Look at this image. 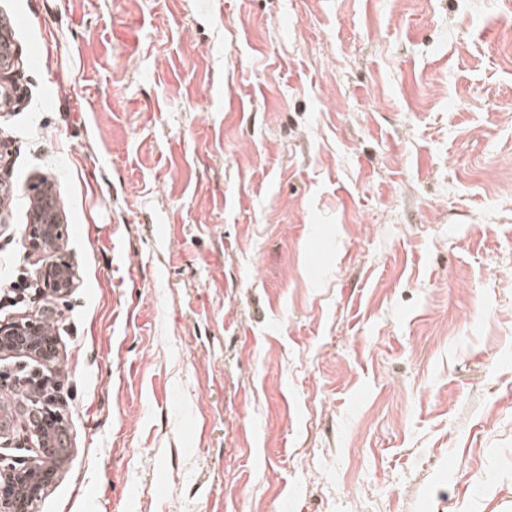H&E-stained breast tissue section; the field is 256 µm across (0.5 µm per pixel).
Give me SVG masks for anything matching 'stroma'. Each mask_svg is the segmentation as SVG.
Masks as SVG:
<instances>
[{"label": "stroma", "instance_id": "stroma-1", "mask_svg": "<svg viewBox=\"0 0 512 512\" xmlns=\"http://www.w3.org/2000/svg\"><path fill=\"white\" fill-rule=\"evenodd\" d=\"M0 280L68 454L33 512H512V0H0ZM47 44L41 67L33 45ZM7 46L2 51V44ZM17 48L6 33V27L0 24V109H8L19 101L18 89L13 77L20 65ZM38 196H44L43 206L31 218L29 247L38 260L42 261L41 275L43 283L57 295H64L73 287L74 273L63 259H56L59 254L58 242L62 235V225L53 197L48 188ZM37 319H19L0 323V354L23 353L45 360L56 353V343L52 336L40 332Z\"/></svg>", "mask_w": 512, "mask_h": 512}]
</instances>
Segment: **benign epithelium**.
I'll list each match as a JSON object with an SVG mask.
<instances>
[{"mask_svg": "<svg viewBox=\"0 0 512 512\" xmlns=\"http://www.w3.org/2000/svg\"><path fill=\"white\" fill-rule=\"evenodd\" d=\"M7 44L6 50H0V109H8L19 101L14 76L19 67V55L14 43L9 41L6 27L0 24V45ZM43 206L31 218L29 247L38 260L42 261L41 275L43 283L57 295H64L73 287L74 273L70 265L59 254L58 242L61 239L62 225L54 199L49 196L48 188H43ZM23 353L45 359L56 353L53 338L42 335L40 321L19 319L0 323V354ZM25 417L26 426L37 433L38 442H43L59 417L43 412L38 415L34 408ZM57 467L38 452L22 466H15L0 457V512H27L28 503L39 497L41 491L55 478Z\"/></svg>", "mask_w": 512, "mask_h": 512, "instance_id": "benign-epithelium-1", "label": "benign epithelium"}]
</instances>
